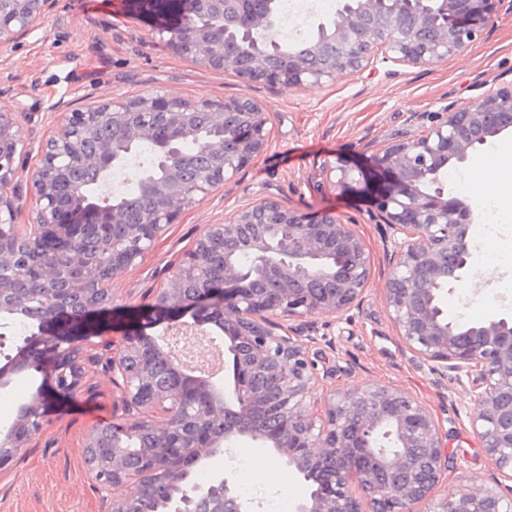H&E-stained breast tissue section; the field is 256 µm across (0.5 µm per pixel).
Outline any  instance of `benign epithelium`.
Listing matches in <instances>:
<instances>
[{
  "instance_id": "obj_1",
  "label": "benign epithelium",
  "mask_w": 512,
  "mask_h": 512,
  "mask_svg": "<svg viewBox=\"0 0 512 512\" xmlns=\"http://www.w3.org/2000/svg\"><path fill=\"white\" fill-rule=\"evenodd\" d=\"M169 0L165 14L176 52L213 69L232 67L246 85L319 87L373 69L380 50L425 65L457 56L481 39L512 0H343L302 47H289L276 0ZM52 0H0V48L37 25ZM232 16L221 37L194 20ZM463 104L432 115L422 134L376 147L372 167L340 156L323 170L348 193L369 191L370 222L381 226L387 250L386 308L406 349L431 370L464 387L474 436L495 463L490 486L459 488L443 497L448 431L410 392L375 384H345L314 394L335 377L314 356L335 343L318 335L313 317L346 319L359 308L373 261L358 224L332 210L301 212L273 198L247 205L222 224H208L179 265L153 291L154 306L193 311V324L166 335L133 336L116 346L102 339L112 321V280L136 266L193 207L199 192L234 178L267 150L268 119L242 94L189 102L169 94L94 101L66 113L42 148L21 189L16 156L24 142L0 113V267L31 277L41 288L21 295L0 279V322L37 323L14 358L0 368V389L21 371L52 364L54 385H39L0 429V474L44 430L43 406L85 390L86 374H107L117 395L112 440L106 425L85 445L87 473L106 512H135L141 492L158 491L155 512H256L232 478L203 468L230 444L267 448L315 484L296 512H512V318L480 323L450 320L440 307L444 288L463 279L473 256L471 205L444 189L448 166L463 164L512 127V81L494 76ZM208 117L202 152L211 166L181 179L180 147L199 139L193 112ZM168 123L158 161L147 178L154 204L137 224L105 195L113 172L133 146L151 137L143 115ZM117 124L125 144H106L92 157L84 140L97 125ZM30 205L29 224L15 218ZM224 251V275L210 278V258ZM81 331L73 334V325ZM224 335L232 378L219 386L197 376L179 337L199 345L205 326ZM510 484H505V481Z\"/></svg>"
}]
</instances>
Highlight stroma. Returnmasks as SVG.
<instances>
[{
	"label": "stroma",
	"instance_id": "stroma-1",
	"mask_svg": "<svg viewBox=\"0 0 512 512\" xmlns=\"http://www.w3.org/2000/svg\"><path fill=\"white\" fill-rule=\"evenodd\" d=\"M55 0L43 21L0 49V113L14 119L27 148L19 164L31 172L40 147L64 113L91 101L168 92L190 101L246 94L266 112L271 144L257 161L223 188L198 195L168 233L140 261L112 283L118 313L111 334L162 335L172 319L191 321L153 307V289L178 265L196 235L208 224L262 198L273 197L303 212L330 209L353 218L374 265L360 307L347 320L317 317L321 333L335 350H324L321 366L336 368V383H372L407 389L445 419L452 470L446 489L480 488L493 469L465 415L469 397L459 385L441 381L429 365L402 347L385 307L386 246L378 225L369 223V197L346 193L320 172L325 162L345 156L367 163L363 142L383 145L411 138L419 125L410 113L436 112L451 102H466L476 83L512 72V15L500 16L488 34L461 55L424 66L377 56L371 72L339 77L316 88L246 86L232 68L214 70L172 50L164 18L139 16L123 0ZM507 219L495 233L473 239L472 251L490 265L450 284L440 306L448 318L469 322L512 312V190L501 189L497 202ZM88 392L65 402L48 403L47 430L0 475V512H102L86 474L83 448L99 422L115 416V398L105 374L87 378ZM244 450L260 454L263 468L283 472L287 480L266 485L264 499L292 501L312 485L268 450L251 442Z\"/></svg>",
	"mask_w": 512,
	"mask_h": 512
}]
</instances>
